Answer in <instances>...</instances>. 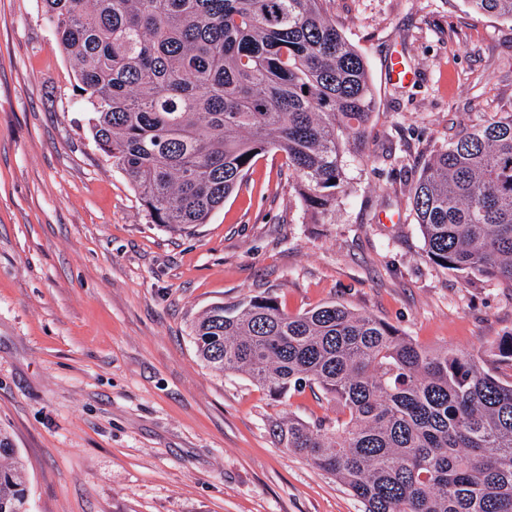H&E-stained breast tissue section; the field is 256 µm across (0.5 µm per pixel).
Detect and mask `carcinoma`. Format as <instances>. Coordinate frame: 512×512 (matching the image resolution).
I'll use <instances>...</instances> for the list:
<instances>
[{"mask_svg": "<svg viewBox=\"0 0 512 512\" xmlns=\"http://www.w3.org/2000/svg\"><path fill=\"white\" fill-rule=\"evenodd\" d=\"M512 20V0H465ZM77 73L93 139L152 223L185 232L282 152L326 217L375 110L363 56L323 0H43ZM429 260L512 288V114L479 119L410 189ZM198 357L275 397L319 391L336 417L277 421L278 444L332 474L364 512H512V334L490 355L428 351L332 302L269 296L211 307ZM0 512H28L23 463L0 429Z\"/></svg>", "mask_w": 512, "mask_h": 512, "instance_id": "cac0c4a2", "label": "carcinoma"}]
</instances>
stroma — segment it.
<instances>
[{
    "instance_id": "35a3bbf8",
    "label": "stroma",
    "mask_w": 512,
    "mask_h": 512,
    "mask_svg": "<svg viewBox=\"0 0 512 512\" xmlns=\"http://www.w3.org/2000/svg\"><path fill=\"white\" fill-rule=\"evenodd\" d=\"M364 56L376 109L329 223L283 153L192 233L153 224L96 146L42 0H0V428L32 512H363L279 445L273 422L332 418L321 395L272 398L205 366L208 308L275 297L377 317L428 348L512 334V289L427 257L410 199L420 164L479 115L512 113V21L465 0H326ZM400 52L418 80L392 85Z\"/></svg>"
}]
</instances>
